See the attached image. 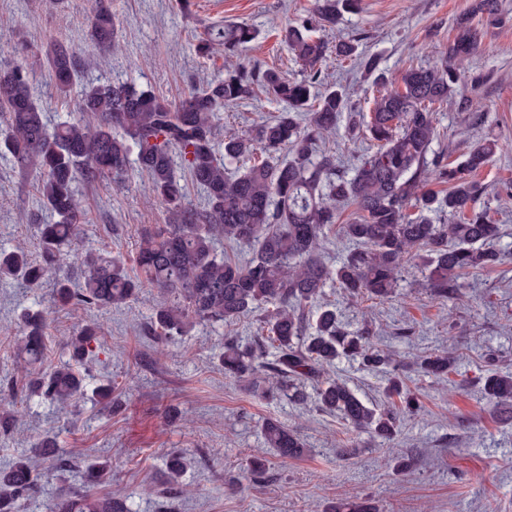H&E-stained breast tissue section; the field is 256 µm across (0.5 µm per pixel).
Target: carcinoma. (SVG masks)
<instances>
[{
	"instance_id": "cac0c4a2",
	"label": "carcinoma",
	"mask_w": 512,
	"mask_h": 512,
	"mask_svg": "<svg viewBox=\"0 0 512 512\" xmlns=\"http://www.w3.org/2000/svg\"><path fill=\"white\" fill-rule=\"evenodd\" d=\"M358 0H318L317 22L335 24L342 11H353ZM472 12L491 24L499 21L497 0H475ZM281 36L303 66L306 76L292 80L274 70L262 73L238 60L242 48L255 39L246 25L215 27L197 45L198 52H224V76L193 90L177 103L139 90L132 83L88 82L80 94L82 117L51 126L32 92L36 70L48 72L57 91L65 94L81 78V60L55 41L30 56V62L0 66V147L16 167L38 169L37 190L51 221L36 225L39 259L17 249H0V281L36 285L57 278L46 308L23 314L20 354L30 365L47 358L46 329L56 310L120 306L134 301L143 288H155L159 301L148 334L162 344L196 325L233 324L262 309L266 335L258 343L235 335L224 337V376L252 382V389L290 402L305 398L308 383H317L320 406L354 431L377 442L396 434L400 417L421 411L418 398L395 376L388 394L400 404L367 406L348 386L327 377L336 359L347 357L376 369L391 364L364 331H342L336 308L322 302L326 288L350 298L384 299L397 288L405 264L423 259L427 287L434 298L457 294L458 281L474 270L502 260L497 247L499 225L482 210L467 218L459 214L475 202L479 189L470 175L497 152L493 141L473 144L463 160L451 166L437 161L428 169L435 137L434 105L456 95L453 62L476 51L481 41L470 17L456 22V35L440 65L412 68L390 86L380 59L364 62L379 82L366 124L377 149L348 173L338 169L336 156L322 149L325 134L336 128L346 108L348 89L325 82L323 68L331 59L358 55L355 42L331 46L311 33V25H289ZM90 37L100 49L115 39L112 11L96 0ZM265 93L284 104L275 119L245 132L224 135L218 143L224 106L254 100ZM147 172L153 197L164 205L171 221L145 238L135 259L140 276L108 251L79 250L80 226L91 223L78 197L77 185L120 178L130 156ZM206 191V204L187 201L177 171ZM448 185L440 195L422 191L428 173ZM419 202L421 215L406 213ZM356 205L361 218L339 224L342 205ZM427 212L448 217L435 224ZM351 244L342 261L332 266L322 257L329 232ZM254 248L243 261L220 254L218 243ZM100 332L84 325L66 342L69 360L40 373L29 383L31 392L62 408L83 391L76 366L94 354ZM274 349L273 359L265 347ZM421 372L439 380L448 377L452 359L441 353L416 358ZM484 394L501 405L512 402V372H490ZM268 447L283 459L308 452L300 437L278 421L262 424ZM30 451L67 470L74 463L60 454L56 438L47 436ZM169 480L181 485L182 457L167 460ZM38 479L23 451L0 466V512H24L37 503ZM45 512H131L126 500L107 496L89 501L73 492L45 505ZM330 512H377L369 499L339 503Z\"/></svg>"
}]
</instances>
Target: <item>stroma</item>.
Wrapping results in <instances>:
<instances>
[{"instance_id":"35a3bbf8","label":"stroma","mask_w":512,"mask_h":512,"mask_svg":"<svg viewBox=\"0 0 512 512\" xmlns=\"http://www.w3.org/2000/svg\"><path fill=\"white\" fill-rule=\"evenodd\" d=\"M474 0H360L358 10L342 13L336 25L316 27L329 44L354 40L380 58L389 79L411 67L439 63L452 41L456 20L471 13L483 35L476 52L459 64V97L437 106L432 153L445 162L461 161L472 144L497 141L500 150L473 180L500 224L501 245L512 249V0H499L500 21L486 25L472 14ZM117 38L101 52L90 39L92 0H0V61L21 62L29 48L62 39L89 61L91 79L120 78L178 102L224 68L223 54L196 49L206 26L244 24L257 38L241 59L260 70L273 68L289 78L303 72L280 31L313 19L316 0H110ZM484 82L472 86L470 78ZM328 82L355 86L348 103L362 121L341 118L335 136L323 146L344 167H354L374 148L364 118L373 108L372 76L362 61H335L325 69ZM34 95L51 121L77 113L79 88L59 93L46 72L35 74ZM467 108H460L459 99ZM282 105L261 96L224 108L227 130L243 132L272 120ZM34 173H19L0 154V247L23 246L37 253L35 227L18 221L22 213H42ZM93 222L83 231L85 246L108 250L134 267L143 234L168 223L167 211L152 196L147 174L132 171L125 182L106 179L80 186ZM423 266H409L390 301L355 302L333 296L338 316L350 331L368 327L379 336V350L399 361L441 351L455 365L445 381L412 375L409 389L422 409L398 433L377 447L368 436L347 428L316 399L302 404L253 393L247 382L226 378L219 355L230 331L255 335L258 315L236 326H198L158 347L143 329L153 314L155 292L143 289L136 301L78 313H59L47 330L48 365L65 360V340L84 322L98 323L103 346L85 364L84 384L94 389L105 379L116 384L114 406L84 397L60 412L28 397V379L18 367L21 314L52 296L54 280L29 288L0 284V464L15 459L45 436H57L73 468L56 470L52 461L33 457L40 496L50 501L72 490L99 498L128 497L135 512H328L341 499H371L380 512H512V419L484 395L489 366L512 371V253L496 266L469 273L457 299L437 303L426 286ZM333 375L368 404L381 403L386 380L359 362L339 359ZM295 430L305 456L285 461L265 448L264 420ZM350 456H342V449ZM182 452L186 495H168L166 459ZM264 460L268 478L258 482L248 465ZM108 462L105 483H86L91 462Z\"/></svg>"}]
</instances>
